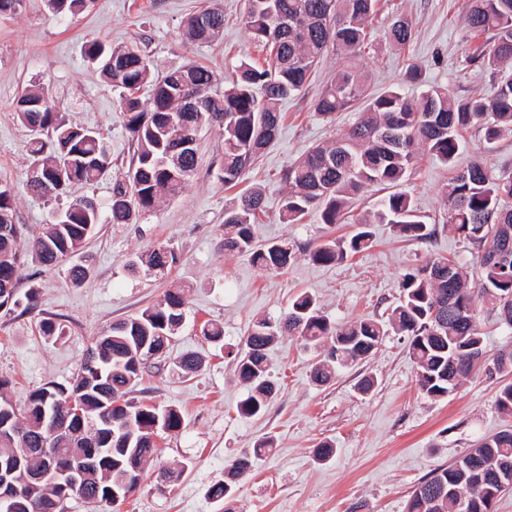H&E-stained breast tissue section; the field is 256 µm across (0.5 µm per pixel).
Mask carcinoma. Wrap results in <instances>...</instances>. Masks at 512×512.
Returning <instances> with one entry per match:
<instances>
[{"instance_id": "obj_1", "label": "carcinoma", "mask_w": 512, "mask_h": 512, "mask_svg": "<svg viewBox=\"0 0 512 512\" xmlns=\"http://www.w3.org/2000/svg\"><path fill=\"white\" fill-rule=\"evenodd\" d=\"M90 0H45L54 14L84 10ZM381 0H246L240 24L263 48L261 65L242 63L224 91L216 92L214 72L192 64L154 76V65L134 46L111 47L97 39L83 45L84 55L98 65L118 92V104L134 153L127 178L112 186L111 220L130 224L151 212L164 197L185 187L197 165L198 146L178 148L179 133L193 134L201 125L219 128L224 137L220 179L234 187L274 141L281 101L299 95L324 53L333 50L338 65L321 90L314 112L332 122L336 114L358 105L355 121L336 139L307 150L284 173L283 222L298 224L314 210L320 223L355 224L346 240H327L309 251V259L332 267L348 254L371 247L374 224H390L413 241H429L436 225L425 221L412 197L392 188L408 180L419 155L428 154L454 171L442 190L448 226L466 245L472 259L452 261L430 257L401 275L399 297L387 319L366 317L337 324L321 310L316 298L296 295L280 317L258 318L249 324L234 354L239 380L248 388L238 406L245 418L261 414L278 389L268 361L270 347L283 336L301 339L317 353L310 379L322 385L341 369L368 358L383 340L407 337L416 366V381L430 400L448 397L472 373L494 379L512 373V351L486 350L480 316L486 312L512 329V176L495 175L482 162L458 167L465 147L464 132L473 128L487 144L512 134V0H466L468 31L488 35L490 45L466 58L488 73L491 91L458 96L447 88L429 86L410 97L398 86L376 95L366 89V75L352 60L371 47L373 21ZM414 23L399 14L386 31L390 45L403 48L412 39ZM224 29V12L207 7L183 21L182 39L208 42ZM152 85L146 110L139 91ZM40 88L26 89L16 99L17 118L29 132L30 164H38L42 180L29 184L40 197L56 200L77 184L92 185L112 164L108 142L97 131L69 123ZM201 100L205 110L186 111V98ZM370 187L389 189L371 211L352 214L356 196ZM263 191L249 187L224 208V251L245 254L253 264L281 271L294 260L286 243L255 246L257 214ZM100 224L94 202L77 197L52 211L45 231L34 242L30 257L55 265L80 253L84 241ZM20 227L14 222L11 189L0 186V309L21 304L18 270ZM176 262L174 249L159 245L128 261V267L162 272ZM186 298L168 292L139 315L112 324L110 334L87 349L76 379L66 387L47 382L31 391L19 408L8 397L9 381L0 378V473L16 454L26 452L21 467L10 472L13 512H62L65 500H104L109 490L141 477L157 453L154 428L176 431L181 411L125 399L127 389L147 368L146 354L155 350L159 362L186 317ZM73 400L81 417L66 407ZM498 410L512 417V383L497 395ZM59 410L66 427L51 438L41 425L42 410ZM273 448L259 442L252 455L241 456L231 468L247 473L252 459ZM96 450L92 473L79 485L61 490L56 482L32 488L25 481L28 466L51 468L59 460ZM512 488V430L476 441L466 455L435 469L410 495L406 512H494L500 495ZM233 482L213 484L209 497L233 499Z\"/></svg>"}]
</instances>
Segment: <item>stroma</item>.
<instances>
[{
  "instance_id": "35a3bbf8",
  "label": "stroma",
  "mask_w": 512,
  "mask_h": 512,
  "mask_svg": "<svg viewBox=\"0 0 512 512\" xmlns=\"http://www.w3.org/2000/svg\"><path fill=\"white\" fill-rule=\"evenodd\" d=\"M209 1L224 10L223 33L210 44L182 43L183 19ZM243 4L92 0L83 12L57 15L44 0H26L18 13L0 17V184L11 188L15 222L26 230L21 248H29L42 232L55 204L26 189L28 136L14 112L18 93L29 87L44 89L66 120L99 131L112 152L107 177L69 192L73 198H91L103 215L82 252L90 277L75 284L69 262L54 267L25 262L18 272V291H35L36 310H0V378L9 380L13 403L23 404L29 392L49 381L72 384L96 336L113 322L156 304L169 289H186L187 319L171 341L163 369L144 373L128 393L137 401L177 407L184 417L182 428L159 441L157 457L145 466L139 487L126 499L113 503L73 497L64 501L63 512H405L412 491L433 469L453 462L479 438L512 428V417L496 406L498 384L483 377L464 379L444 399L421 395L406 340L395 334L362 364L339 372L324 386L309 378L314 353L300 339L282 337L269 351L278 396L259 416L244 418L237 412L247 389L236 375L231 351L253 319L278 317L304 291L339 324L382 316L395 304L398 278L408 268L435 255L469 257L465 244L447 226L441 191L451 171L427 156L418 159L414 175L400 189L428 223L437 225L430 242L407 240L391 225L377 224L370 249L326 267L310 261L308 248L349 237L354 225L327 226L314 213L299 224L281 221L284 170L355 118L342 112L327 123L311 108L336 67L333 53H325L298 96L281 102L278 135L245 176V186L264 192L255 237L261 244L284 241L292 246L295 258L287 269L268 271L246 255L225 252L224 207L236 191L225 188L218 177L224 140L211 126L198 135V166L181 194L134 223H110L112 185L125 175L133 146L111 85L84 56V41L97 37L113 46L135 42L152 60L156 74L200 63L222 80L231 77L242 59L258 64L264 60L238 22ZM399 14L415 22L413 38L403 51L383 39L384 29ZM372 38L371 50L357 60L369 76L371 92L400 84L411 61L420 66L424 84L459 96L490 87L488 75L465 62L477 42L466 33L464 0H381ZM465 140L460 165L478 159L496 173L512 174V136L488 145L472 132ZM156 245L174 248L177 262L172 269L131 274L128 259ZM45 318L60 323L62 333L42 335L39 323ZM207 322L223 326V345L202 336ZM186 353L203 361L188 377L176 367ZM365 376L376 381L366 394L357 389ZM268 437L274 440L273 451L254 459L233 500H212L208 489L223 479L225 466ZM323 442L336 450L326 463L314 458ZM186 461L192 467L179 481L163 480L164 470Z\"/></svg>"
}]
</instances>
